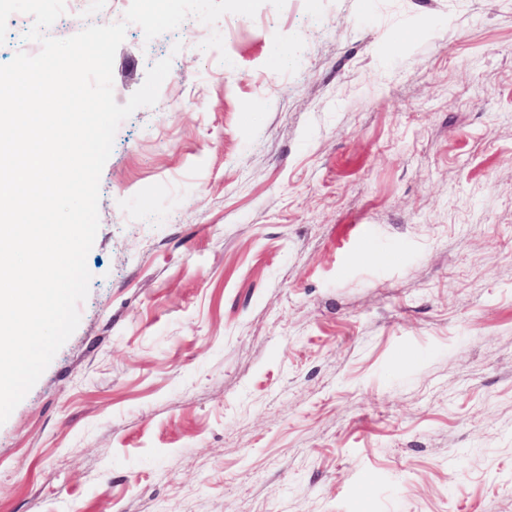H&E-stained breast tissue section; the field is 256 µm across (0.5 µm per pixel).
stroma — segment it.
Here are the masks:
<instances>
[{"label": "stroma", "instance_id": "1", "mask_svg": "<svg viewBox=\"0 0 512 512\" xmlns=\"http://www.w3.org/2000/svg\"><path fill=\"white\" fill-rule=\"evenodd\" d=\"M232 21L127 28L117 103L171 71L0 512H512V0Z\"/></svg>", "mask_w": 512, "mask_h": 512}]
</instances>
